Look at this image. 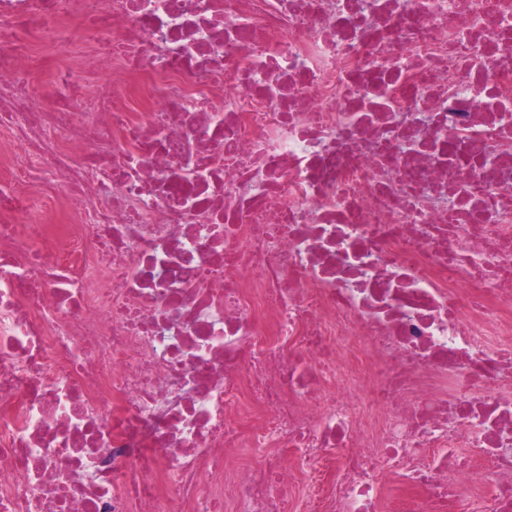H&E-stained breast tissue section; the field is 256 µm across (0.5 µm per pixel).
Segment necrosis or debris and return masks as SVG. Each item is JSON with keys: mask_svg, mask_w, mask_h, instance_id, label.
<instances>
[{"mask_svg": "<svg viewBox=\"0 0 512 512\" xmlns=\"http://www.w3.org/2000/svg\"><path fill=\"white\" fill-rule=\"evenodd\" d=\"M396 502L512 512V0H0V512Z\"/></svg>", "mask_w": 512, "mask_h": 512, "instance_id": "obj_1", "label": "necrosis or debris"}]
</instances>
